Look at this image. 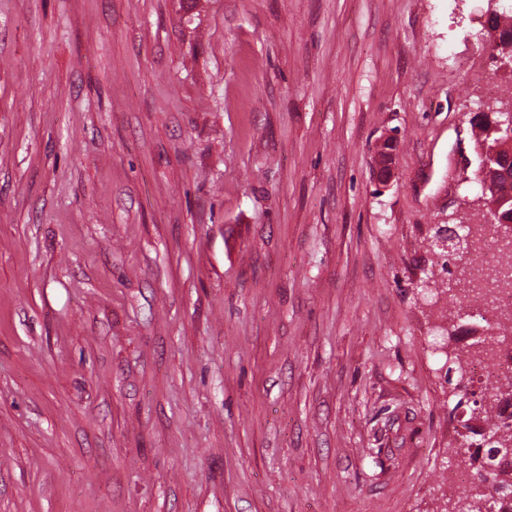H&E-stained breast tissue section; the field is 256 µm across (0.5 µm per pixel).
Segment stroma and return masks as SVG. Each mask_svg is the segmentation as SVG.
<instances>
[{
  "label": "stroma",
  "instance_id": "35a3bbf8",
  "mask_svg": "<svg viewBox=\"0 0 512 512\" xmlns=\"http://www.w3.org/2000/svg\"><path fill=\"white\" fill-rule=\"evenodd\" d=\"M489 7L0 0V512L472 493L460 337L505 313L430 272L512 101ZM479 120L487 121L490 125L491 131L496 133H503L505 136L500 137L501 134L488 133V125L484 122H479L477 128L479 135L476 138L477 145L482 148L485 143L492 144L496 138L498 141L492 146L491 149L484 148L480 151L481 165L486 166L488 164L487 156L489 155L494 160L500 155L507 153V156L511 158L512 154V108L492 110L490 112H484L479 115Z\"/></svg>",
  "mask_w": 512,
  "mask_h": 512
}]
</instances>
